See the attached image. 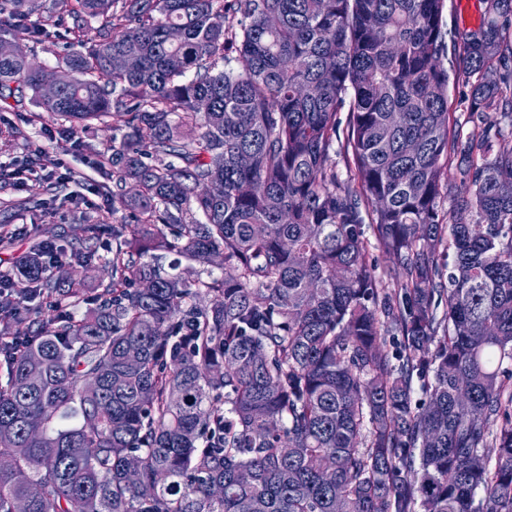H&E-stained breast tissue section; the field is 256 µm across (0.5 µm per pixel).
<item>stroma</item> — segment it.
<instances>
[{
    "label": "stroma",
    "mask_w": 512,
    "mask_h": 512,
    "mask_svg": "<svg viewBox=\"0 0 512 512\" xmlns=\"http://www.w3.org/2000/svg\"><path fill=\"white\" fill-rule=\"evenodd\" d=\"M481 18V0H445L443 13L445 52L443 67L454 70L464 28ZM112 132L87 130L54 116L27 99H0V226L26 227L28 235L0 243V258L21 257L40 231L46 230L60 244L81 247L84 228L111 217L112 198L100 189L101 167L112 155ZM60 161L61 170L48 173L45 165ZM53 193H45V186Z\"/></svg>",
    "instance_id": "1"
}]
</instances>
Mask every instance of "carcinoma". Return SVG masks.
I'll return each instance as SVG.
<instances>
[{
  "label": "carcinoma",
  "instance_id": "cac0c4a2",
  "mask_svg": "<svg viewBox=\"0 0 512 512\" xmlns=\"http://www.w3.org/2000/svg\"><path fill=\"white\" fill-rule=\"evenodd\" d=\"M55 2L59 94L2 56L0 91L21 81L45 111L112 128V182L138 186L112 213L135 223L85 228L79 265L112 232L93 295L39 275L51 239L11 271L0 512H512V0H482L461 37L464 137L445 0ZM37 10L0 0V42ZM345 105L343 179L328 161ZM367 224L400 268L392 294ZM170 253L188 264L163 274ZM215 256L224 275L195 269ZM41 295L60 313L11 332L8 307ZM470 104V85L465 81L464 77L460 75L459 78L451 81L448 86V112H451V120L456 122L457 129L461 135H466L471 127L465 124L467 117V109ZM367 237L369 238V241L371 243V249H370V258L372 262L376 265V276L381 281V288H392L391 281H389L385 277V268L388 266L392 267L393 262L391 259L386 256V254L383 252V249L379 245V242L375 238L374 234L371 230H368Z\"/></svg>",
  "mask_w": 512,
  "mask_h": 512
}]
</instances>
